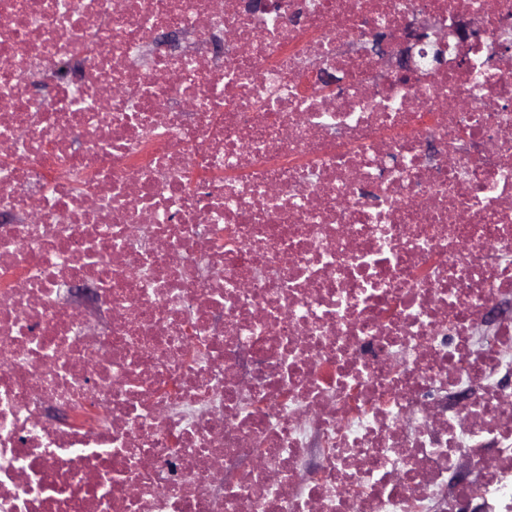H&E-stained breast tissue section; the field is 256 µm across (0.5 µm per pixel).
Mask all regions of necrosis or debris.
Wrapping results in <instances>:
<instances>
[{
	"label": "necrosis or debris",
	"instance_id": "4bbe7bcc",
	"mask_svg": "<svg viewBox=\"0 0 512 512\" xmlns=\"http://www.w3.org/2000/svg\"><path fill=\"white\" fill-rule=\"evenodd\" d=\"M506 31L0 0V512H512Z\"/></svg>",
	"mask_w": 512,
	"mask_h": 512
}]
</instances>
